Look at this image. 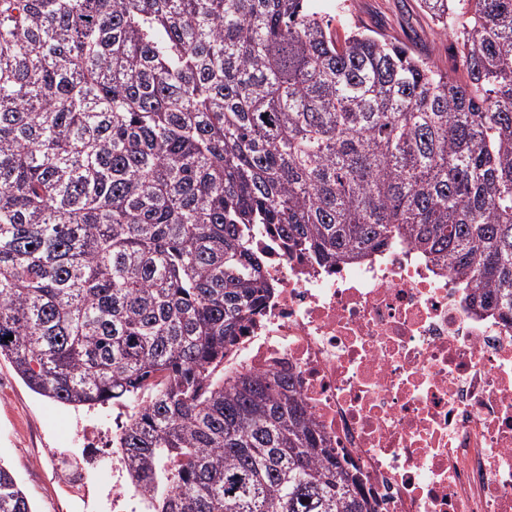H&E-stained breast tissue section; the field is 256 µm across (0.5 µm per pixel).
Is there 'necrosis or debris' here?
Wrapping results in <instances>:
<instances>
[{"instance_id": "1", "label": "necrosis or debris", "mask_w": 512, "mask_h": 512, "mask_svg": "<svg viewBox=\"0 0 512 512\" xmlns=\"http://www.w3.org/2000/svg\"><path fill=\"white\" fill-rule=\"evenodd\" d=\"M253 246L275 291L225 375H291L378 512H512V321L406 239L331 265L270 234ZM109 465L76 464L63 490L90 508L106 485L112 512H149L121 449Z\"/></svg>"}]
</instances>
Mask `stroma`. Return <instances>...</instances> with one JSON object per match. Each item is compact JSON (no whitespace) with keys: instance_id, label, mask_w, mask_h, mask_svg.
Returning a JSON list of instances; mask_svg holds the SVG:
<instances>
[{"instance_id":"1","label":"stroma","mask_w":512,"mask_h":512,"mask_svg":"<svg viewBox=\"0 0 512 512\" xmlns=\"http://www.w3.org/2000/svg\"><path fill=\"white\" fill-rule=\"evenodd\" d=\"M332 29L374 30L395 38L440 69L456 61L454 39L420 7V0H314ZM114 407L73 408L30 390L0 358V461L14 473L34 512H59V476L51 450L81 455L90 425L112 429Z\"/></svg>"}]
</instances>
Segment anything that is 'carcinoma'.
Here are the masks:
<instances>
[{"mask_svg":"<svg viewBox=\"0 0 512 512\" xmlns=\"http://www.w3.org/2000/svg\"><path fill=\"white\" fill-rule=\"evenodd\" d=\"M443 71L313 0H0V357L123 432L151 512H376L294 383L224 377L274 286L400 238L512 320V0H420ZM0 512H32L0 465Z\"/></svg>","mask_w":512,"mask_h":512,"instance_id":"obj_1","label":"carcinoma"}]
</instances>
